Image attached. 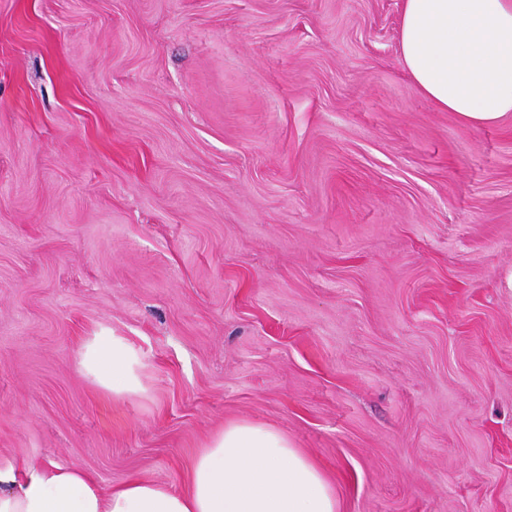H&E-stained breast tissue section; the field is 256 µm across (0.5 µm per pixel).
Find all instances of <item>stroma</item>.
<instances>
[{
    "label": "stroma",
    "instance_id": "1",
    "mask_svg": "<svg viewBox=\"0 0 512 512\" xmlns=\"http://www.w3.org/2000/svg\"><path fill=\"white\" fill-rule=\"evenodd\" d=\"M400 13L0 0L1 460L179 490L248 420L338 512H512V115L420 95ZM77 368L113 396L138 394L145 390L134 350L124 339L112 336L106 329L83 345Z\"/></svg>",
    "mask_w": 512,
    "mask_h": 512
}]
</instances>
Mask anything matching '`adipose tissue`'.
<instances>
[{
    "instance_id": "obj_1",
    "label": "adipose tissue",
    "mask_w": 512,
    "mask_h": 512,
    "mask_svg": "<svg viewBox=\"0 0 512 512\" xmlns=\"http://www.w3.org/2000/svg\"><path fill=\"white\" fill-rule=\"evenodd\" d=\"M399 53L418 93L461 122L512 114V0H402ZM77 368L115 396L144 390L134 350L106 329ZM0 512H337V502L286 435L240 421L201 448L179 492L149 478L106 489L53 461H1Z\"/></svg>"
}]
</instances>
